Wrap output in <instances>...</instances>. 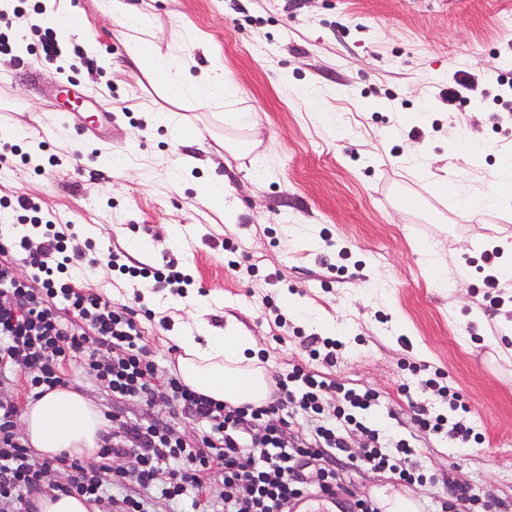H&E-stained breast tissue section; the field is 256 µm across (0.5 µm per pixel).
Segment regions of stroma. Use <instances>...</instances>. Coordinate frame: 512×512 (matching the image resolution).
<instances>
[{"label":"stroma","instance_id":"stroma-1","mask_svg":"<svg viewBox=\"0 0 512 512\" xmlns=\"http://www.w3.org/2000/svg\"><path fill=\"white\" fill-rule=\"evenodd\" d=\"M145 13L161 53L190 51L187 76L231 75L233 99H172L165 88L129 73L120 22L101 0H58V11L88 23L66 42L96 44L92 70L73 90L97 125L64 122L51 102L63 76L42 58L0 71V139L26 131L48 141L62 165L35 175L0 168V198L23 195L41 217L71 221L100 252L119 243L142 261L171 257L196 286L187 300L207 306L221 329L235 323L268 350L269 366L305 358L297 339L275 343L280 328L264 315L272 296L290 326H317L294 315L299 301L324 309L329 337L346 344L330 379L377 390L386 402L374 421L402 436L414 431L400 391L411 381L403 360L447 372L469 407L486 448L420 443V459L438 482L454 479L484 498L512 502V360L501 353L512 304L484 310L479 285L485 251L512 244V206L471 214L468 188L491 186L500 156L512 154L496 96L512 74V0H130ZM478 75L481 94L456 110L439 98L456 71ZM317 89L335 126L319 121L302 97ZM155 112H177L200 143L176 141ZM250 113L242 121L240 113ZM430 158L418 170L403 159L410 145ZM192 169L172 179L180 158ZM457 192H440L444 177ZM223 181L234 212L225 223L207 206L203 185ZM180 231L170 248L160 227ZM240 243L254 274L233 271L225 241ZM346 252L342 275L321 263L328 243ZM470 278L434 287L424 246Z\"/></svg>","mask_w":512,"mask_h":512}]
</instances>
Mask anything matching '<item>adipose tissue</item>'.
I'll return each mask as SVG.
<instances>
[{"instance_id": "ef3b65f1", "label": "adipose tissue", "mask_w": 512, "mask_h": 512, "mask_svg": "<svg viewBox=\"0 0 512 512\" xmlns=\"http://www.w3.org/2000/svg\"><path fill=\"white\" fill-rule=\"evenodd\" d=\"M107 13L133 30L129 57L137 71L152 77L175 99L193 95L209 98L213 90L233 94L234 85L224 74H214L189 82L185 72L193 60L185 54H160L147 32L146 15L127 0H106ZM496 187L466 196V210L477 213L485 208L512 204V195L503 188L512 184V156L503 158L496 174ZM181 350L178 373L192 389L214 399L239 405L264 403L269 394L263 368L254 366L250 357L256 348L253 336L236 325H227L222 333H213L204 317L178 327L172 337ZM25 439L42 456L53 458L67 453L95 457L100 433L106 423L96 407L78 392L56 389L29 403L22 419Z\"/></svg>"}]
</instances>
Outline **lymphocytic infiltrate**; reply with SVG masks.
<instances>
[{
  "mask_svg": "<svg viewBox=\"0 0 512 512\" xmlns=\"http://www.w3.org/2000/svg\"><path fill=\"white\" fill-rule=\"evenodd\" d=\"M40 0H9L0 8V54L17 52L21 29L35 40L28 51L55 65L67 57L93 67L80 47H68L59 29L38 24ZM40 207L27 197L0 198V219L38 227V236L0 235V375L22 373L26 391L38 399L67 386V360L80 358L112 399L140 405L141 418L110 416L100 436L97 461L61 455L36 457L17 432L18 404L0 398V507L35 512L36 498L53 490L101 502L107 486L122 488L118 512H148L145 495L160 488L166 500L191 498L208 507L212 481H220L224 512H288L303 497L346 494L354 474L387 472L404 487L421 486L428 476L416 442L432 436L456 448L483 444L467 412L452 415L415 406V437L373 429L359 412L382 405L372 389H355L292 364L273 371L270 395L256 406H232L198 393L179 375L161 370L153 358L143 321L169 317L151 309L136 313L124 304L83 289L78 274L94 271L91 242H80L70 224L42 221ZM109 263L141 287L184 294L193 279L174 261L153 266L127 251L109 253ZM201 423L199 447H191L161 414ZM363 442L352 449L353 433Z\"/></svg>",
  "mask_w": 512,
  "mask_h": 512,
  "instance_id": "1",
  "label": "lymphocytic infiltrate"
}]
</instances>
